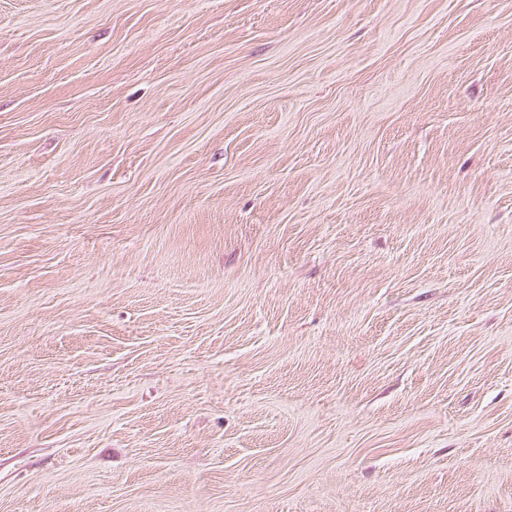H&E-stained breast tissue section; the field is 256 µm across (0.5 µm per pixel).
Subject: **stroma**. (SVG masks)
<instances>
[{
	"mask_svg": "<svg viewBox=\"0 0 512 512\" xmlns=\"http://www.w3.org/2000/svg\"><path fill=\"white\" fill-rule=\"evenodd\" d=\"M0 512H512V0H0Z\"/></svg>",
	"mask_w": 512,
	"mask_h": 512,
	"instance_id": "1",
	"label": "stroma"
}]
</instances>
